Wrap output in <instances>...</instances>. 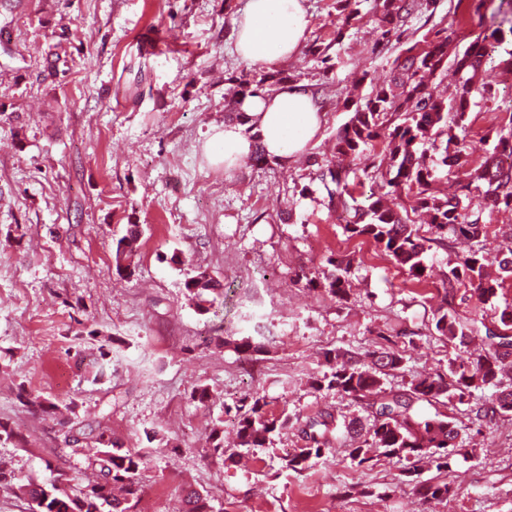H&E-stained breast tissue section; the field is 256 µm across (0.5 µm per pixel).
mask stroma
I'll return each instance as SVG.
<instances>
[{"instance_id": "stroma-1", "label": "stroma", "mask_w": 512, "mask_h": 512, "mask_svg": "<svg viewBox=\"0 0 512 512\" xmlns=\"http://www.w3.org/2000/svg\"><path fill=\"white\" fill-rule=\"evenodd\" d=\"M247 0H20L0 7V422L24 435L20 448L0 441L16 481L46 483L65 474L86 485L93 466L64 444L66 413L37 419L20 391L63 405L78 420L144 451V497L135 512H171L182 488L208 491L214 512H512V413L468 429V454L450 452L448 470L422 477L454 486V497L423 500L401 463L351 466L344 451L315 460L303 474L280 467L301 447L297 432L253 449L247 466L203 457L211 422L227 402L264 396L269 414L306 418L358 408L314 392L324 351H397L400 380L444 373L455 349L434 334L439 276L455 253L432 248L435 276L417 283L368 241L348 239L314 180L312 157L330 158L351 114L348 96L366 74L385 79L392 58L374 53L373 0L363 20L336 35L334 0H302L309 39L332 42L337 64L323 73L313 57L283 63L292 83L321 88L324 122L305 154L283 166L212 163L207 142L227 119L230 75L254 71L234 50ZM478 0H437L451 48L463 52L479 23L512 21V0L478 17ZM67 31L66 76L41 73L52 33ZM156 40L146 45L143 31ZM490 96L475 97L464 133L470 167L490 147L488 130L512 106V80L485 65ZM288 220H281V212ZM142 227L135 274L119 277L113 249L128 225ZM353 257L345 300L309 289L298 270L318 275L329 256ZM213 273L224 298L199 314L184 295L195 268ZM512 304V281L481 305L470 288L456 292L461 317L494 325ZM262 337L253 363L233 340ZM112 368L100 372L99 348ZM213 400L189 399L196 386Z\"/></svg>"}]
</instances>
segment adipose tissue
<instances>
[{
    "label": "adipose tissue",
    "instance_id": "1",
    "mask_svg": "<svg viewBox=\"0 0 512 512\" xmlns=\"http://www.w3.org/2000/svg\"><path fill=\"white\" fill-rule=\"evenodd\" d=\"M309 20L301 0H247L238 21L236 50L252 63L273 68L295 55L306 39ZM240 120L225 123L211 137L212 155L225 169L239 166L261 140L268 157L288 164L321 127L320 106L311 90L285 83L246 98Z\"/></svg>",
    "mask_w": 512,
    "mask_h": 512
}]
</instances>
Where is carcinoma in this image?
Listing matches in <instances>:
<instances>
[{
    "mask_svg": "<svg viewBox=\"0 0 512 512\" xmlns=\"http://www.w3.org/2000/svg\"><path fill=\"white\" fill-rule=\"evenodd\" d=\"M378 36L374 50L397 52L389 79L372 85L364 102L347 105L350 119L336 133L337 161L313 158L316 177L324 184L329 202L344 218L343 231L349 238H362L375 247L409 277L419 282L428 277L424 254L436 245L457 248L455 265L441 278L444 304L434 311V333L462 348L472 343L478 349L449 360L448 375H420L395 387L386 383L390 371L401 368L402 357L381 347L366 355L351 350L324 352L328 370L310 382L318 393H334L357 404L364 415L339 420L325 409L304 421L284 413L271 417L264 397L255 394L237 401L235 412L238 446L264 448L271 436L288 429L299 433L304 445L281 457L282 468L302 473L312 461L334 452L335 434L349 437L346 458L358 467L380 456L403 462L411 477L412 489L424 499H446L448 483L420 480L419 469L426 463L438 470L448 469L449 448L461 447V434L469 424L478 426L498 415L512 413V305L498 315L497 325L478 324L474 318L462 319L451 308L449 298L464 287H472L482 304L497 297L507 279L512 278V232L502 235V246L489 258L480 246L488 231L484 209L491 206L512 211V111L492 126L494 147L475 172L467 175L461 193L443 196L435 190L437 169L467 164L466 147L460 133L470 118L471 98L490 92L477 81L482 66L512 38V25L483 32L462 54L448 61V29L441 27L421 38L400 44L405 27L414 15H434L437 0H374ZM360 0H336L340 13L336 39L359 22ZM331 45L314 40L307 53L316 57L326 71L335 68ZM461 74V84L453 99L437 94L434 80L448 67ZM235 84L234 95L225 102L226 111L239 114L242 101L261 92H272L288 82L282 71H255L228 77ZM362 172L366 179L381 178L385 192L360 198L351 187L350 174ZM406 202L399 203L400 196ZM481 198L474 204L473 199ZM427 216L432 236L420 233L421 227L410 213ZM141 234L140 225L131 224L115 249V270L122 277L134 273L133 258ZM322 276L306 278L308 287L339 300L350 290L351 259L330 258ZM185 295L198 311L207 313L214 300L224 296L223 285L206 269H199L184 282ZM495 388L487 399L470 409L468 422L446 407L470 403L473 391ZM425 403L434 413L421 416L416 406ZM65 443L92 452L96 477L74 491L53 483L47 488L35 483L19 484L16 493L27 498L30 512H133L144 494L141 470L142 451L125 448L112 435L91 424L79 422L65 435ZM205 456L225 463L236 462L235 454L224 448V420H217L205 436ZM174 512H212L210 495L186 488Z\"/></svg>",
    "mask_w": 512,
    "mask_h": 512,
    "instance_id": "cac0c4a2",
    "label": "carcinoma"
}]
</instances>
